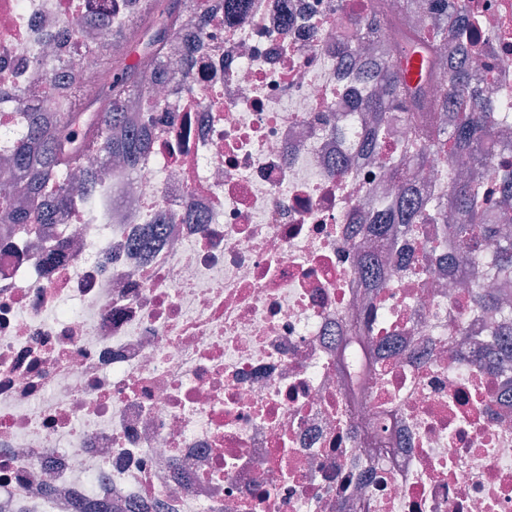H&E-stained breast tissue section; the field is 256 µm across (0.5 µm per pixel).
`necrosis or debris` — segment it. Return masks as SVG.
<instances>
[{"mask_svg": "<svg viewBox=\"0 0 512 512\" xmlns=\"http://www.w3.org/2000/svg\"><path fill=\"white\" fill-rule=\"evenodd\" d=\"M128 0H0V88H38L50 42L102 43ZM512 103V0H465ZM185 13L197 64L109 167L94 210L0 223V512H512V359L492 360L512 271L452 252L448 226L354 233L416 154L447 196L437 141L371 113L343 59L356 0H251ZM165 216L163 240L152 238ZM377 256L384 280L369 284Z\"/></svg>", "mask_w": 512, "mask_h": 512, "instance_id": "obj_1", "label": "necrosis or debris"}]
</instances>
